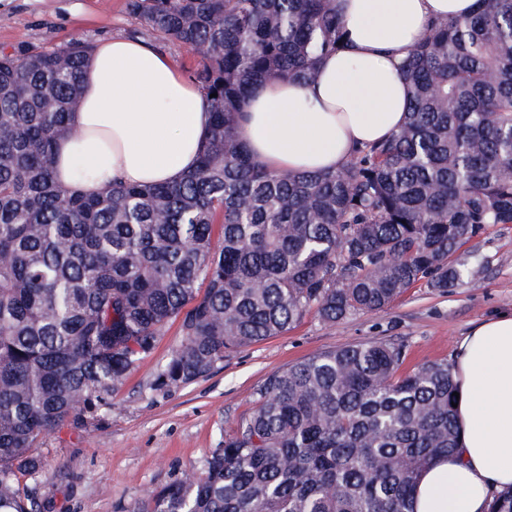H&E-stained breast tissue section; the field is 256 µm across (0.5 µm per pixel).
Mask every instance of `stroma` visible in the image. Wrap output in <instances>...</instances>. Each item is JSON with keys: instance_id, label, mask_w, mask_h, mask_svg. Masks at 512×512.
Here are the masks:
<instances>
[{"instance_id": "stroma-1", "label": "stroma", "mask_w": 512, "mask_h": 512, "mask_svg": "<svg viewBox=\"0 0 512 512\" xmlns=\"http://www.w3.org/2000/svg\"><path fill=\"white\" fill-rule=\"evenodd\" d=\"M116 35L143 41L194 79L196 56L130 14L127 0H0V48L9 51ZM456 257L467 274L448 291L421 282L380 312L333 325L308 316L283 335L230 354L207 377L162 394L150 384L182 342L170 326L113 394L112 412L100 424L67 426L44 438L39 454L47 479L39 488L52 512H134L141 499L196 472L212 449L223 447L268 375L318 352L391 340L404 345L409 369L453 360L468 329L512 310V224L486 228Z\"/></svg>"}]
</instances>
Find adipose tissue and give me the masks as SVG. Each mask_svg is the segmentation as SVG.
<instances>
[{
	"instance_id": "1",
	"label": "adipose tissue",
	"mask_w": 512,
	"mask_h": 512,
	"mask_svg": "<svg viewBox=\"0 0 512 512\" xmlns=\"http://www.w3.org/2000/svg\"><path fill=\"white\" fill-rule=\"evenodd\" d=\"M344 43L311 79L256 84L238 127L255 160L273 171L342 168L356 150L403 127L409 86L401 64L432 24L469 14L475 0H336ZM58 140L57 181L103 192L113 182L178 183L195 169L209 136L204 90L145 43H97ZM459 447L422 472L415 512H487L512 487V311L487 318L462 339L454 361Z\"/></svg>"
}]
</instances>
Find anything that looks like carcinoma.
<instances>
[{
	"instance_id": "carcinoma-1",
	"label": "carcinoma",
	"mask_w": 512,
	"mask_h": 512,
	"mask_svg": "<svg viewBox=\"0 0 512 512\" xmlns=\"http://www.w3.org/2000/svg\"><path fill=\"white\" fill-rule=\"evenodd\" d=\"M127 8L199 58L212 127L176 184H58L92 46L0 51V512H50L18 480L42 475L39 442L108 416L171 324L183 340L161 392L311 314L334 324L421 281L445 290L462 246L512 224V0L434 25L403 63L405 125L307 175L256 162L236 127L257 83L307 80L340 48L336 0ZM405 361L403 345L371 341L273 372L201 471L135 512H414L413 486L459 430L453 365Z\"/></svg>"
}]
</instances>
